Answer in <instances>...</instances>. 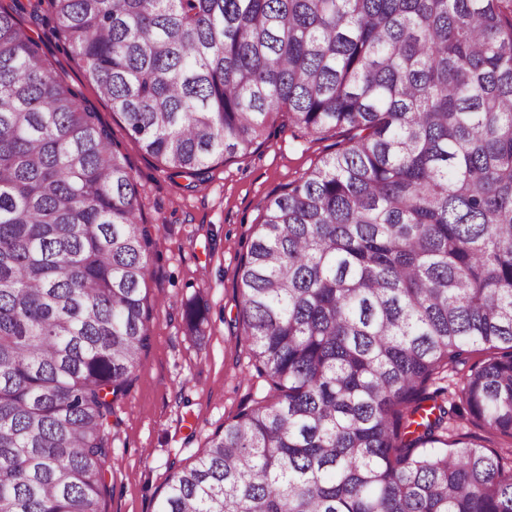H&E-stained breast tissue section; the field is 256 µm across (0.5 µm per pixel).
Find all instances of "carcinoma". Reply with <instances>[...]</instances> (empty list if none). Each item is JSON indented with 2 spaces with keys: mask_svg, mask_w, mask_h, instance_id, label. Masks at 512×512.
Segmentation results:
<instances>
[{
  "mask_svg": "<svg viewBox=\"0 0 512 512\" xmlns=\"http://www.w3.org/2000/svg\"><path fill=\"white\" fill-rule=\"evenodd\" d=\"M42 6L176 174L251 154L280 116L337 138L241 263L268 391L154 512H512V0ZM141 210L109 129L0 2V512H102L149 340ZM466 415L500 446L458 438Z\"/></svg>",
  "mask_w": 512,
  "mask_h": 512,
  "instance_id": "carcinoma-1",
  "label": "carcinoma"
}]
</instances>
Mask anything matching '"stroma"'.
<instances>
[{
	"label": "stroma",
	"mask_w": 512,
	"mask_h": 512,
	"mask_svg": "<svg viewBox=\"0 0 512 512\" xmlns=\"http://www.w3.org/2000/svg\"><path fill=\"white\" fill-rule=\"evenodd\" d=\"M16 8L79 103L110 129L142 192L145 223L160 227L146 279L150 342L114 405L101 502L102 512H154L171 465L191 464L225 419L267 391L234 337L239 265L273 193L331 146L278 122L250 156L213 164L199 180L174 175L129 138L35 0ZM188 303L206 311L198 327L183 319Z\"/></svg>",
	"instance_id": "stroma-1"
}]
</instances>
